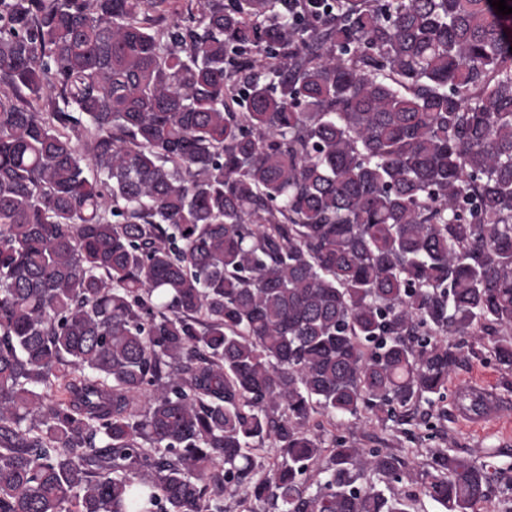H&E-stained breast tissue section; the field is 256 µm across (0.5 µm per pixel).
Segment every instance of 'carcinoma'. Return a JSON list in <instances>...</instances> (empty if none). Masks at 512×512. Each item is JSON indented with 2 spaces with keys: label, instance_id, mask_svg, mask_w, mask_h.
Returning a JSON list of instances; mask_svg holds the SVG:
<instances>
[{
  "label": "carcinoma",
  "instance_id": "cac0c4a2",
  "mask_svg": "<svg viewBox=\"0 0 512 512\" xmlns=\"http://www.w3.org/2000/svg\"><path fill=\"white\" fill-rule=\"evenodd\" d=\"M476 325L512 371V14L0 0V512H410L311 422H407Z\"/></svg>",
  "mask_w": 512,
  "mask_h": 512
}]
</instances>
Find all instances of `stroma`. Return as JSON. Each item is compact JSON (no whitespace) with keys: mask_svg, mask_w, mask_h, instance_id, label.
Wrapping results in <instances>:
<instances>
[{"mask_svg":"<svg viewBox=\"0 0 512 512\" xmlns=\"http://www.w3.org/2000/svg\"><path fill=\"white\" fill-rule=\"evenodd\" d=\"M493 390L497 408L484 420L475 422L457 410L453 396L463 389ZM448 398L431 410L432 430L419 424H382L372 418L350 423L341 428L349 445L357 448H379L400 455L407 462L402 482L392 484L395 494H416L414 512H442L429 497L420 495L416 475L433 448H448L453 453L480 463L494 457L498 466L512 468V371L495 364L463 355L459 366L448 380Z\"/></svg>","mask_w":512,"mask_h":512,"instance_id":"1","label":"stroma"}]
</instances>
